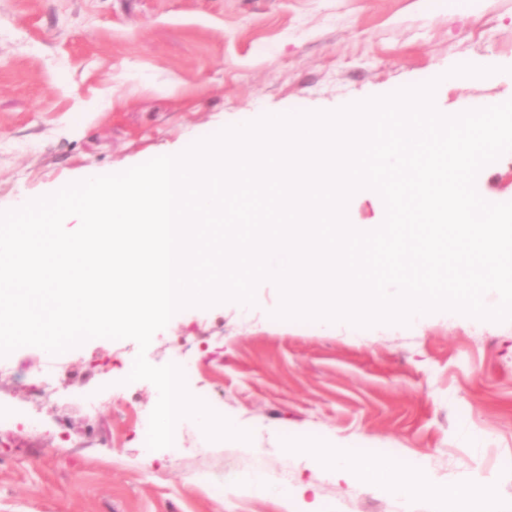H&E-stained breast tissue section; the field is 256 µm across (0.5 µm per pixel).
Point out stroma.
<instances>
[{
	"mask_svg": "<svg viewBox=\"0 0 512 512\" xmlns=\"http://www.w3.org/2000/svg\"><path fill=\"white\" fill-rule=\"evenodd\" d=\"M462 64L512 68V0H0V211L266 114L332 111L433 79L442 112L512 100L511 80L465 81L451 73ZM476 189L512 202V154L484 166ZM278 298L264 282L249 309H187L144 351L88 340L61 355L67 399L36 406L20 371L47 354L11 352L0 409L36 408L43 433L0 427V512H449L349 488L284 452L336 439L424 460L439 482L496 476L512 512L511 322L438 316L352 335L274 318ZM179 338L188 391L250 431L248 449L207 439L191 418L172 446L147 448L133 414L151 413L158 391L129 381L128 356L172 363ZM256 472L297 490L291 508L243 491Z\"/></svg>",
	"mask_w": 512,
	"mask_h": 512,
	"instance_id": "stroma-1",
	"label": "stroma"
}]
</instances>
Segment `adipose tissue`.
Instances as JSON below:
<instances>
[{"mask_svg": "<svg viewBox=\"0 0 512 512\" xmlns=\"http://www.w3.org/2000/svg\"><path fill=\"white\" fill-rule=\"evenodd\" d=\"M285 452L308 456L313 462L334 470L352 487L383 490L406 500L423 497L444 501L451 512H502L499 485L494 479H451L439 484L429 480L424 464H404L396 451L380 456H355L338 440L328 448L291 443Z\"/></svg>", "mask_w": 512, "mask_h": 512, "instance_id": "obj_1", "label": "adipose tissue"}]
</instances>
